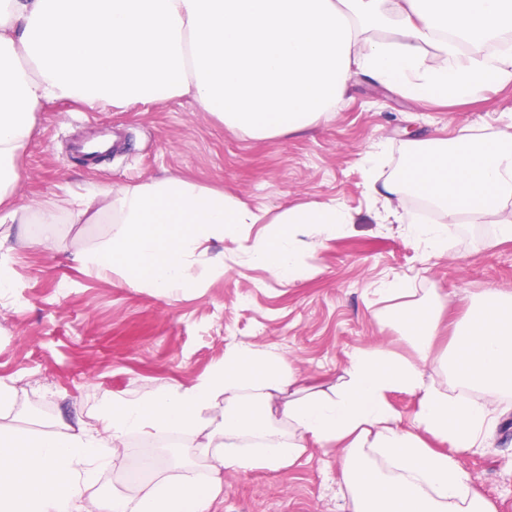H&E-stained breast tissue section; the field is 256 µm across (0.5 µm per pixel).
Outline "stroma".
Wrapping results in <instances>:
<instances>
[{"label":"stroma","mask_w":512,"mask_h":512,"mask_svg":"<svg viewBox=\"0 0 512 512\" xmlns=\"http://www.w3.org/2000/svg\"><path fill=\"white\" fill-rule=\"evenodd\" d=\"M512 84L479 100L441 105L402 97L356 75L329 118L310 130L257 140L229 129L188 97L122 110L53 101L39 113L19 166L22 202L63 199L164 176L223 187L251 209L278 213L302 203L336 201L351 217L322 233L301 274L285 281L248 262V248L269 232L247 224L239 237L211 243L195 288L165 297L129 287L120 275L97 277L73 255L102 236V224H62L60 246L46 252L0 249L13 287L0 298V379L16 389L1 422H59L93 428L104 405L188 386L224 363L237 343L282 353L322 387L335 385L360 347L413 357L396 329L381 321L384 281L406 278L410 301L437 306L436 362L426 373L446 382L437 363L452 348L474 302L512 292V241L491 245L494 218L449 225L448 252L433 255L409 231L425 210L415 196L384 200L378 189L401 166L408 146L504 129ZM110 134V154L89 160L77 140ZM484 447L459 453L474 488L496 512H512V398ZM335 453L311 449L282 472L226 474L215 512H346Z\"/></svg>","instance_id":"stroma-1"}]
</instances>
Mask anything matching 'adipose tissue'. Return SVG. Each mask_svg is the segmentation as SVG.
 Masks as SVG:
<instances>
[{
	"instance_id": "obj_1",
	"label": "adipose tissue",
	"mask_w": 512,
	"mask_h": 512,
	"mask_svg": "<svg viewBox=\"0 0 512 512\" xmlns=\"http://www.w3.org/2000/svg\"><path fill=\"white\" fill-rule=\"evenodd\" d=\"M390 25L385 41L368 28ZM512 30V0H0V224L35 223L13 247L55 250L56 226L102 224L103 239L76 254L97 275L168 296L188 286L208 245L244 224L273 222L250 262L280 279L300 268L299 229L347 223L336 203L301 204L276 216L223 190L166 176L37 211L18 204V161L48 102L122 109L190 97L225 126L254 139L301 133L334 112L353 72L421 102L462 103L512 82V47H482ZM411 193L447 215L416 225L436 255L448 226L494 214V242L512 241V131L413 144L383 186ZM386 321L416 353L359 348L338 384H307L269 349L239 344L220 371L188 387L161 384L105 406L93 430L0 425V512H82L100 471L139 435L200 436L180 472L153 467L132 490L91 502L93 512H212L226 473L280 472L309 449H336L349 512H496L478 494L455 450L481 447L497 420L493 396L512 394V294L491 293L455 333L449 393L425 378L440 316L412 304L401 279L387 283ZM487 401L467 397V390ZM414 395L401 427L388 396ZM204 473H195L196 463Z\"/></svg>"
}]
</instances>
